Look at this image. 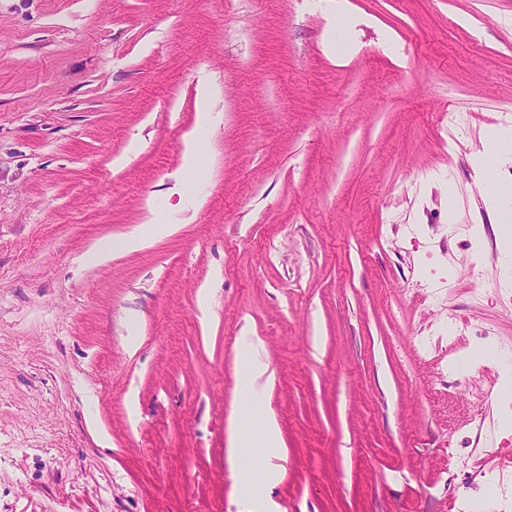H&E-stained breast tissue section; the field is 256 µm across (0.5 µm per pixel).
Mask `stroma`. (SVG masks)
Wrapping results in <instances>:
<instances>
[{"label": "stroma", "mask_w": 512, "mask_h": 512, "mask_svg": "<svg viewBox=\"0 0 512 512\" xmlns=\"http://www.w3.org/2000/svg\"><path fill=\"white\" fill-rule=\"evenodd\" d=\"M346 9L0 0V512H512V0ZM210 93L203 91V106L202 111L199 112L198 124L195 130L187 135V151L185 153V167L188 172H192L197 165L200 146L202 142V134L205 131L209 122L208 102Z\"/></svg>", "instance_id": "35a3bbf8"}]
</instances>
